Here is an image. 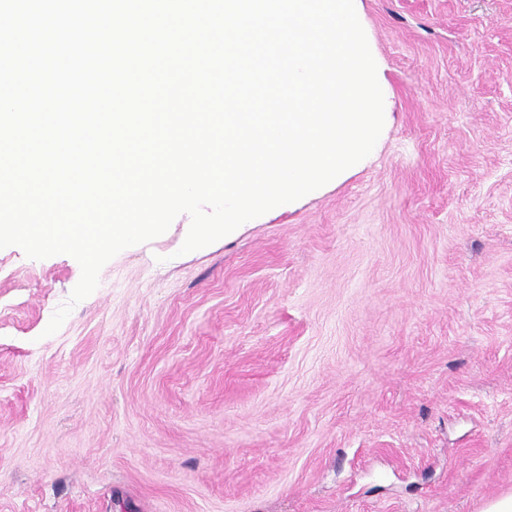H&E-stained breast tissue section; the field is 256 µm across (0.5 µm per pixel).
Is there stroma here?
<instances>
[{
  "mask_svg": "<svg viewBox=\"0 0 512 512\" xmlns=\"http://www.w3.org/2000/svg\"><path fill=\"white\" fill-rule=\"evenodd\" d=\"M372 153L186 255L179 215L60 330L0 249V512H483L512 493V0H361Z\"/></svg>",
  "mask_w": 512,
  "mask_h": 512,
  "instance_id": "35a3bbf8",
  "label": "stroma"
}]
</instances>
